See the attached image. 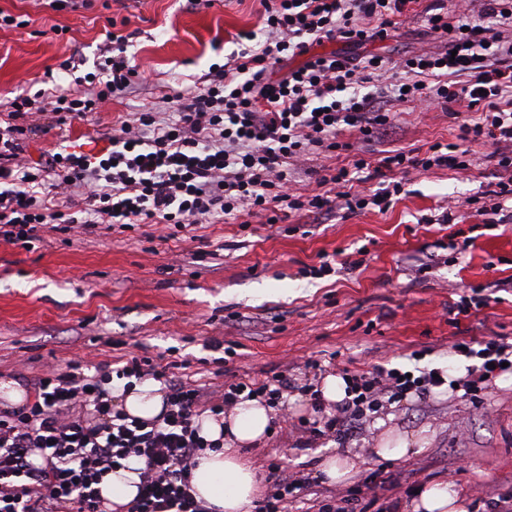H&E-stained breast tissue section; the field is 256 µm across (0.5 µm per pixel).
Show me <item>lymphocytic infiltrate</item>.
Listing matches in <instances>:
<instances>
[{
    "label": "lymphocytic infiltrate",
    "instance_id": "obj_1",
    "mask_svg": "<svg viewBox=\"0 0 512 512\" xmlns=\"http://www.w3.org/2000/svg\"><path fill=\"white\" fill-rule=\"evenodd\" d=\"M418 2L259 0L264 41L177 91L173 112H140L123 121L111 151L98 156L62 150L39 167L18 162L26 121L47 117L60 126L87 119L140 81L126 55L128 38L110 19L107 55L84 76L89 90L57 85L5 102L13 122L0 127V244L28 248L46 229L82 236L102 224L178 229L243 214L283 224L338 206L351 214L383 210L404 195L401 175L408 170L475 168L468 145L479 141L493 148L494 187L449 204L441 221L493 215L512 223V0H487L478 15L469 0H459L452 13L444 0H432L425 19L429 33L448 39L441 53L391 59L314 50L327 40L353 47L387 40ZM290 56L302 57V64L271 78L275 64ZM390 101L440 105L460 120L459 142L437 141L421 154L392 149L375 162L357 154L320 176L322 192L291 189L289 166L314 150L342 149V128L364 141H386L395 120L386 107ZM364 175L379 181L378 191L355 190ZM74 195L83 208L69 206ZM466 348L480 364L462 387L472 408L481 409L480 386L496 366H512V342L493 336ZM85 369L75 359L66 371L46 369L31 382L32 402L0 413V512H99L100 483L133 462L141 465L140 482L127 512H209L194 495L190 468L221 442L200 435V412L223 415L245 394L263 396L275 408L292 386L284 375L272 385L244 375L214 394L135 356L113 370L100 366L89 375ZM150 378L166 389L159 418L142 420L116 409L113 380L131 387ZM347 382V398L337 402L335 414L309 422V433L345 441L367 413L426 398L443 384L429 370L410 377L382 366Z\"/></svg>",
    "mask_w": 512,
    "mask_h": 512
}]
</instances>
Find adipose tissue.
Returning a JSON list of instances; mask_svg holds the SVG:
<instances>
[{"label":"adipose tissue","instance_id":"ef3b65f1","mask_svg":"<svg viewBox=\"0 0 512 512\" xmlns=\"http://www.w3.org/2000/svg\"><path fill=\"white\" fill-rule=\"evenodd\" d=\"M115 402L128 415L153 419L162 411L163 395L158 386L145 383L117 394ZM271 418V408L257 398L237 403L224 417H200L203 436L224 440L223 448L205 450L190 469L192 487L212 512H247L259 485L243 450L265 439ZM137 481V474L129 469L114 470L101 486L106 512H121L136 496Z\"/></svg>","mask_w":512,"mask_h":512}]
</instances>
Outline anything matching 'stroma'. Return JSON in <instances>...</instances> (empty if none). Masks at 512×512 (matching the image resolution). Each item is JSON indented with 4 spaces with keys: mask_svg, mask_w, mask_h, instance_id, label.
<instances>
[{
    "mask_svg": "<svg viewBox=\"0 0 512 512\" xmlns=\"http://www.w3.org/2000/svg\"><path fill=\"white\" fill-rule=\"evenodd\" d=\"M0 10L22 21L0 28L3 100L84 75V63L97 57L108 20L120 7L88 0L76 11H55L41 0H0ZM128 17L134 36L127 56L144 67L143 84L103 104L92 122L51 130L39 121L26 134L24 159L43 160L61 144L92 155L105 152L122 121L137 112L167 111L173 91L244 48L240 33L263 30L257 0H214L195 8L187 0H141ZM57 26L66 34L55 35ZM447 46L417 16L365 49L397 58ZM393 110V147L423 151L435 141L458 139L457 122L441 108L423 112L397 104ZM472 150L483 163L466 174L410 171L407 195L384 213L341 209L322 224L312 217L247 226L203 221L166 241L152 226L125 232L102 226L81 238L47 234L31 251L2 244L0 378L30 379L47 365L62 370L78 355L92 367L148 357L213 389L244 374L260 381L285 374L295 381L284 401L296 423L315 416L309 387L343 369L439 368L448 378L461 377L474 361L453 349L455 339H512V223L433 221L448 200L487 190L492 148L476 143ZM348 162L340 151L311 154L294 175L295 192L313 193L325 169ZM467 237L473 245L458 258L455 246ZM325 253L336 273L308 275ZM434 253L440 257L435 264L429 261ZM348 257L363 258V266L341 271ZM480 286L488 306L452 321L449 304ZM484 398V415L473 412L461 391L449 389L422 402L388 405L342 444L308 441L275 423L247 458L265 495L271 491L269 463L315 477L313 490L294 498L290 512H318L316 499L347 494L377 474L400 478L395 488L373 483L383 512H412L416 490L437 482L463 497L468 512H492L494 502L512 495V372L491 379ZM389 433L419 437L421 451L402 458L376 455ZM328 454L358 458L355 473L339 483L318 480Z\"/></svg>",
    "mask_w": 512,
    "mask_h": 512,
    "instance_id": "obj_1",
    "label": "stroma"
}]
</instances>
